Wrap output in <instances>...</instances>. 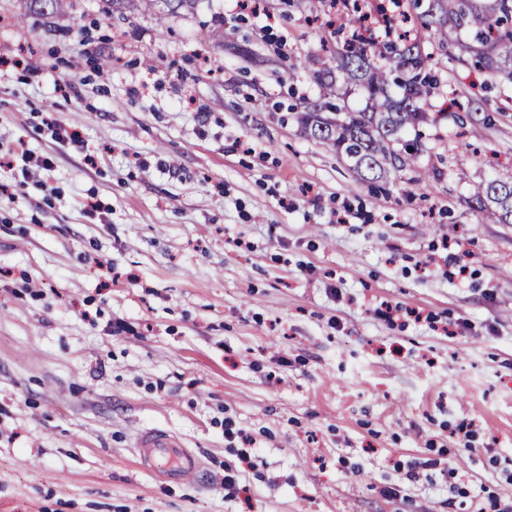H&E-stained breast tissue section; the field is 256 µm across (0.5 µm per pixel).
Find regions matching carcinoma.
<instances>
[{
    "instance_id": "carcinoma-1",
    "label": "carcinoma",
    "mask_w": 512,
    "mask_h": 512,
    "mask_svg": "<svg viewBox=\"0 0 512 512\" xmlns=\"http://www.w3.org/2000/svg\"><path fill=\"white\" fill-rule=\"evenodd\" d=\"M406 2L421 28L444 48L451 35L461 54L491 79L512 81V0H390ZM353 30L336 44L329 63L311 70L320 91L298 116L305 136L345 158L364 182L386 179L415 165L421 144L408 133L427 118L437 82L430 73L433 55L422 48L418 30L380 41L364 34L360 0H336ZM357 94L361 107L346 104ZM471 202L493 210L502 224H512V176L494 177L474 186Z\"/></svg>"
}]
</instances>
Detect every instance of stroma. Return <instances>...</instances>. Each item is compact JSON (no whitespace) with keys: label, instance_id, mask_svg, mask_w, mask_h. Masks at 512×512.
<instances>
[{"label":"stroma","instance_id":"stroma-1","mask_svg":"<svg viewBox=\"0 0 512 512\" xmlns=\"http://www.w3.org/2000/svg\"><path fill=\"white\" fill-rule=\"evenodd\" d=\"M102 7L0 0V512L511 505L512 224L468 197L512 173V84L438 52L432 176L372 184L295 119L320 0ZM139 459L145 467H157L165 463L167 478L182 481L195 476L199 469V460L188 448H181L174 440L162 433L149 430L139 440Z\"/></svg>","mask_w":512,"mask_h":512}]
</instances>
